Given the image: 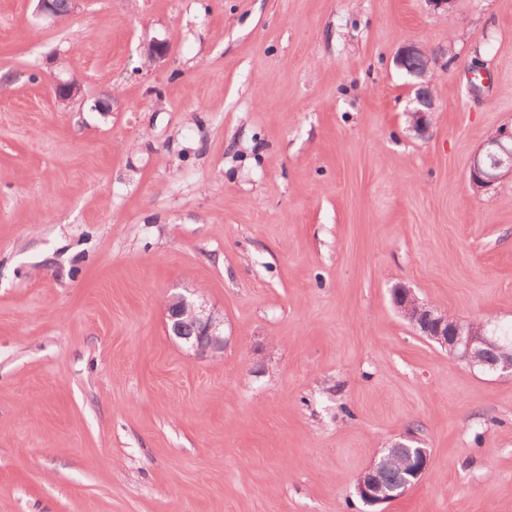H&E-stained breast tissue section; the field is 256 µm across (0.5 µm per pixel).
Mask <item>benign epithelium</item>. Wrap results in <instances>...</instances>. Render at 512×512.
<instances>
[{"mask_svg": "<svg viewBox=\"0 0 512 512\" xmlns=\"http://www.w3.org/2000/svg\"><path fill=\"white\" fill-rule=\"evenodd\" d=\"M397 64L413 80L415 97L406 109L411 130L423 133L427 129L429 113L435 111L432 90L433 75L430 59L416 43L403 45ZM56 100L67 105L82 93L79 81L48 77ZM505 178L512 179V130L504 129L490 136L473 156L469 167L472 187L482 189ZM394 303L402 316L422 336L438 344L448 354L465 362L473 369L512 376V336L494 335L488 323L467 325L447 312L421 301L406 285L393 291ZM166 317L170 332L198 356L224 349V317L207 306L196 293L178 294L166 303ZM406 450L405 454L392 452L377 455L358 477L355 492L364 502L376 505L404 496L416 486L429 467L428 449L420 447L419 439L410 434L394 443ZM398 465L408 469L411 480L389 490L379 482L383 467Z\"/></svg>", "mask_w": 512, "mask_h": 512, "instance_id": "1", "label": "benign epithelium"}]
</instances>
